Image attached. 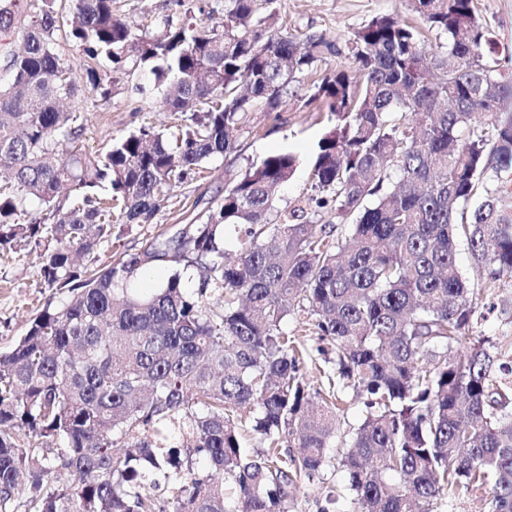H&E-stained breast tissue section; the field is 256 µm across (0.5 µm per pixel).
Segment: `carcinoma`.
<instances>
[{"instance_id":"obj_1","label":"carcinoma","mask_w":512,"mask_h":512,"mask_svg":"<svg viewBox=\"0 0 512 512\" xmlns=\"http://www.w3.org/2000/svg\"><path fill=\"white\" fill-rule=\"evenodd\" d=\"M66 2L65 20L59 0H0V252L44 245L42 285L70 294L0 354V512H288L291 489L335 459L344 386L365 407L340 460L357 512H436L443 490L490 483L487 512H512V381L494 376L483 340L448 354L483 294L512 277V78L484 63L497 43L473 0H409L434 47L373 17L349 42L356 70L302 95L294 82L332 44L273 29L274 0H224L221 30L189 18L141 34L113 0ZM62 36L83 47L103 100L112 72L150 66L178 132L144 126L86 153ZM290 99L336 115L312 158L315 209L274 208L299 161L273 154L181 237L82 262L120 237L113 209L149 223L171 186ZM28 199L41 211L24 220ZM231 226L244 231L233 261ZM460 240L486 275H462ZM159 260L176 271L137 295L131 278ZM297 311L330 346L317 388L301 374L312 352L286 328ZM247 410L264 445L253 455ZM196 456L236 484L235 500L195 472Z\"/></svg>"}]
</instances>
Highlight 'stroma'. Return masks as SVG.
<instances>
[{
    "label": "stroma",
    "mask_w": 512,
    "mask_h": 512,
    "mask_svg": "<svg viewBox=\"0 0 512 512\" xmlns=\"http://www.w3.org/2000/svg\"><path fill=\"white\" fill-rule=\"evenodd\" d=\"M114 8L140 30L153 29L166 18L176 24L186 18L184 7L176 5L175 0H115ZM474 9L483 27L498 43V69L512 72V0H474ZM381 14H397L406 19L411 16L406 0H277L279 29L301 40L316 34L338 48L337 53L321 57L311 76L303 77L306 85L312 79L351 67L352 60L346 51L350 38ZM58 52L72 69L78 86L75 105L84 125L82 144L86 151L104 152L111 139L144 125L168 130L171 119L162 91L156 89L145 96L137 91L142 81L141 68L130 66L113 73L112 93L104 101L84 90L82 48L63 41ZM334 124V117L324 108L289 102L284 111L262 118L252 133L239 135L236 152L210 158L176 184L151 223L124 226L118 239L98 246L97 264L104 266L123 254L143 251L156 236H173L187 224L195 200L220 203L225 186L251 164L274 153H292L300 160L293 177L276 193L277 208L303 204L313 193L308 160ZM38 254L35 246L18 253L0 254V354L12 349L43 308H61L68 299L67 291L42 287ZM479 312L466 330L464 341L455 345V352H465L469 341L480 336L489 340L488 351L497 362L512 361V278L503 279L483 296ZM330 486L335 487L338 495L333 512H354L356 505L347 473L337 463L323 470L319 477L299 484L288 500L289 512H321L325 505L324 490Z\"/></svg>",
    "instance_id": "35a3bbf8"
}]
</instances>
